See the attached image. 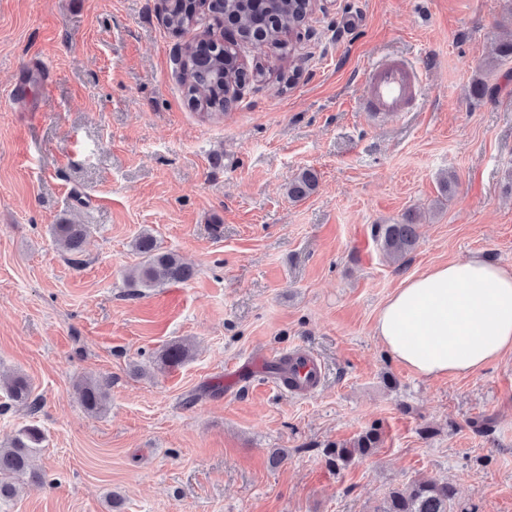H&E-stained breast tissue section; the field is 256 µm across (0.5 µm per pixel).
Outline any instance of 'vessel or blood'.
<instances>
[{
	"label": "vessel or blood",
	"mask_w": 512,
	"mask_h": 512,
	"mask_svg": "<svg viewBox=\"0 0 512 512\" xmlns=\"http://www.w3.org/2000/svg\"><path fill=\"white\" fill-rule=\"evenodd\" d=\"M362 111L393 117L408 111L418 93V72L401 58H380L365 68L362 76ZM288 388L299 395L315 394L324 379L321 362L312 353L297 347L287 357Z\"/></svg>",
	"instance_id": "b4317fda"
}]
</instances>
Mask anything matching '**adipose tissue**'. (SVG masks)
I'll use <instances>...</instances> for the list:
<instances>
[{"mask_svg":"<svg viewBox=\"0 0 512 512\" xmlns=\"http://www.w3.org/2000/svg\"><path fill=\"white\" fill-rule=\"evenodd\" d=\"M375 334L416 374H466L512 354V267L475 255L409 278L380 310Z\"/></svg>","mask_w":512,"mask_h":512,"instance_id":"ef3b65f1","label":"adipose tissue"}]
</instances>
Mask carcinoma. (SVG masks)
<instances>
[{
    "label": "carcinoma",
    "instance_id": "carcinoma-1",
    "mask_svg": "<svg viewBox=\"0 0 512 512\" xmlns=\"http://www.w3.org/2000/svg\"><path fill=\"white\" fill-rule=\"evenodd\" d=\"M165 23L175 32L188 33L203 29L207 39L185 45L177 59L181 81L188 102L208 115H222L236 99L240 86L247 82L266 81V68L257 64L247 72L241 66L236 51L224 45L221 28L231 26L243 44L268 45L287 55L292 45L286 37L300 29L311 11L309 0H167ZM317 183L314 172L300 173L289 185L288 196L301 200L311 194ZM86 224H55L52 234L59 247L71 253L80 251L87 236ZM371 233L375 242L394 262L413 251L418 239V224L411 214L395 224H374ZM142 262L128 275V283L139 288H158L168 283L185 282L194 275L193 268L173 252L161 251L149 232L142 233L134 243ZM188 349L180 344L168 347L163 362L180 365ZM10 399L34 412L38 398L28 379L13 377L6 384ZM83 407L98 413L105 407L106 392L98 381H86L78 386ZM44 433L36 426L21 429L6 446H0V499L16 495L15 480L25 476L42 480V475L29 470L30 456L41 447ZM382 442V433L373 427L352 443H342L326 449L329 463L338 467L356 457L374 454ZM454 487L445 481L417 479L405 488L394 487L380 500L374 512H451Z\"/></svg>",
    "mask_w": 512,
    "mask_h": 512
}]
</instances>
